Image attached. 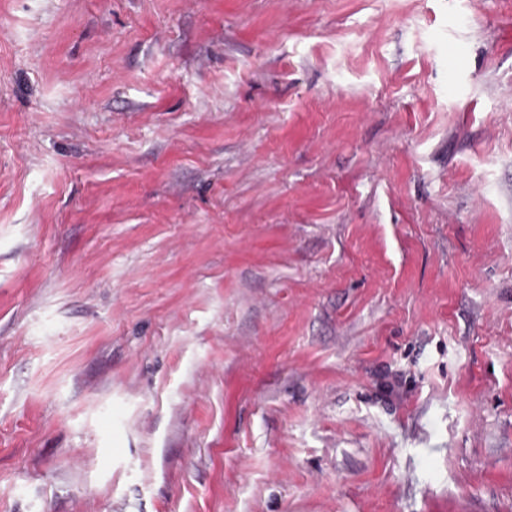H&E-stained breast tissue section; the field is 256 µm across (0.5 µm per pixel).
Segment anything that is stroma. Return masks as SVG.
<instances>
[{"instance_id": "obj_1", "label": "stroma", "mask_w": 512, "mask_h": 512, "mask_svg": "<svg viewBox=\"0 0 512 512\" xmlns=\"http://www.w3.org/2000/svg\"><path fill=\"white\" fill-rule=\"evenodd\" d=\"M0 512H512V0H0Z\"/></svg>"}]
</instances>
